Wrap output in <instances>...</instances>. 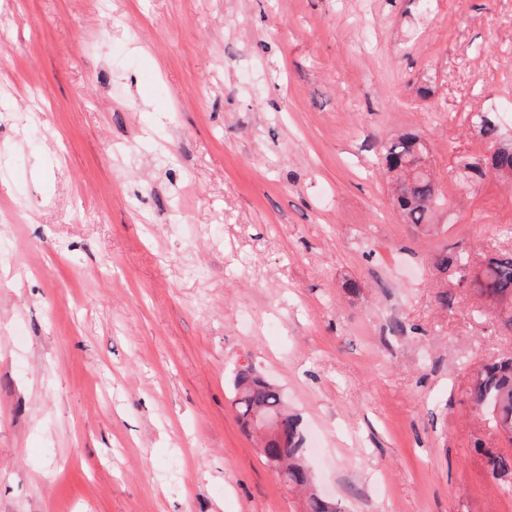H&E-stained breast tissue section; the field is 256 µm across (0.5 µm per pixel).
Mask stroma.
I'll return each instance as SVG.
<instances>
[{"label": "stroma", "mask_w": 512, "mask_h": 512, "mask_svg": "<svg viewBox=\"0 0 512 512\" xmlns=\"http://www.w3.org/2000/svg\"><path fill=\"white\" fill-rule=\"evenodd\" d=\"M492 111L512 138V0H0V512H304L245 363L345 512H512L467 395L512 328L433 264L512 251V186L461 176ZM381 163L390 178L392 199L406 224L430 230L440 204L430 169L429 149L417 132L390 138L382 145ZM234 405L239 419L250 430L266 435L263 454L266 460L284 470L285 483L304 490L310 482V473L300 462L302 454L301 422L297 415L284 409L280 392L257 375L252 366L241 368L234 379ZM275 423L273 431L263 429V421Z\"/></svg>", "instance_id": "stroma-1"}]
</instances>
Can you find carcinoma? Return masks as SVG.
I'll return each instance as SVG.
<instances>
[{
	"label": "carcinoma",
	"instance_id": "obj_1",
	"mask_svg": "<svg viewBox=\"0 0 512 512\" xmlns=\"http://www.w3.org/2000/svg\"><path fill=\"white\" fill-rule=\"evenodd\" d=\"M479 135L493 148L490 156L472 159L467 164L469 177L479 181L494 174L512 177V145L501 143V127L493 112L476 116ZM381 163L393 176L391 191L394 206L405 223L420 230L431 228L433 212L440 204L430 169L429 149L417 132L390 138L382 145ZM436 268L479 290L490 300L512 301V252L496 253L472 264L462 255L435 256ZM234 405L239 419L250 430L264 431L266 460L285 472L284 481L300 490L310 482V473L300 462L302 433L300 418L284 409L280 392L257 375L251 366L241 368L234 379ZM469 399L484 410L492 430L512 442V356L484 365L469 387ZM305 512H339L317 494L304 499Z\"/></svg>",
	"mask_w": 512,
	"mask_h": 512
}]
</instances>
